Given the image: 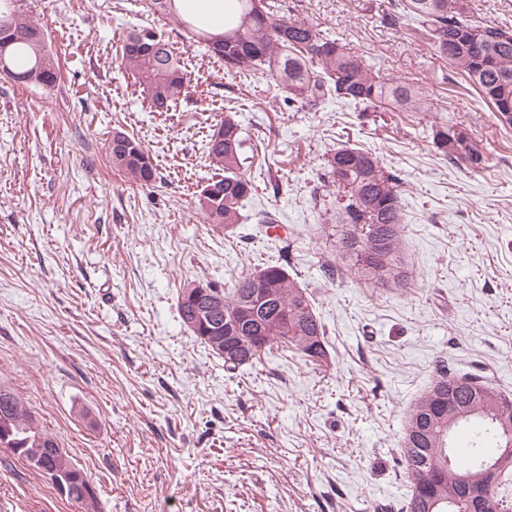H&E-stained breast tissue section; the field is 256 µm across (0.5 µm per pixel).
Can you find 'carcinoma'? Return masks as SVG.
Instances as JSON below:
<instances>
[{"label":"carcinoma","mask_w":512,"mask_h":512,"mask_svg":"<svg viewBox=\"0 0 512 512\" xmlns=\"http://www.w3.org/2000/svg\"><path fill=\"white\" fill-rule=\"evenodd\" d=\"M0 0V22L7 21L8 47L0 58V75L50 89L60 79L57 61L47 49L41 29L20 14L13 3ZM153 13L172 20L187 36L224 63L229 74L261 73L286 93L288 105L316 109L327 96L351 103L363 111L430 112L432 106L412 85L373 72L359 56L335 39L320 35L309 23L292 18L274 19L267 0H236L224 23L222 46L197 21L180 13L174 0H147ZM425 28L434 53L448 60L487 101L501 121L512 124V29L473 19L468 0H390L381 21L390 26L406 17ZM120 65L142 88L152 106L169 110L174 96L189 79L169 43L150 28L129 31L121 46ZM112 167L142 185L154 181L156 169L148 151L133 136L112 135ZM235 115L208 134L206 152L211 163L224 170L199 192L204 222L231 234L239 224L244 202L253 189L246 174L248 157ZM433 144L451 161L471 169L485 157L468 133L449 125L433 129ZM331 183L336 187L338 253L357 266L359 277L375 286L402 288L410 272L404 263L400 228L403 223L401 183L369 151L342 147L326 159ZM262 288L264 301L256 306V319L238 328L243 304L252 289ZM222 317L213 325L193 331L211 353L219 337H240L243 357L224 360L234 372L261 360L272 346L293 345L312 362L326 357L325 327L308 295L285 267L270 265L221 288ZM469 426L467 462H458L454 430ZM512 442V395L472 375H456L441 368L428 389L405 416L402 454L411 483L409 512H470L468 488L484 495L486 512H512V496L490 481L487 465L494 464ZM56 440L41 429L19 398L0 386V449L41 470L51 462ZM61 472V494L96 510V492L71 459L54 461Z\"/></svg>","instance_id":"obj_1"}]
</instances>
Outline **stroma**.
Masks as SVG:
<instances>
[{
    "instance_id": "1",
    "label": "stroma",
    "mask_w": 512,
    "mask_h": 512,
    "mask_svg": "<svg viewBox=\"0 0 512 512\" xmlns=\"http://www.w3.org/2000/svg\"><path fill=\"white\" fill-rule=\"evenodd\" d=\"M145 0H20L61 64L44 90L0 78V385L11 387L97 491L98 512H405V415L441 367L512 392V124L499 120L389 0H268L429 112L288 107L258 75H228ZM162 31L190 79L155 112L120 66L126 31ZM233 111L257 147L235 233L203 222L217 175L205 141ZM469 131L482 169L448 161L435 125ZM138 137L157 179L112 168ZM350 145L402 183L404 288L359 281L336 254L324 163ZM283 234L267 233V218ZM281 264L326 330L314 365L292 347L228 373L182 324L184 284L230 287ZM0 512H84L0 450Z\"/></svg>"
}]
</instances>
